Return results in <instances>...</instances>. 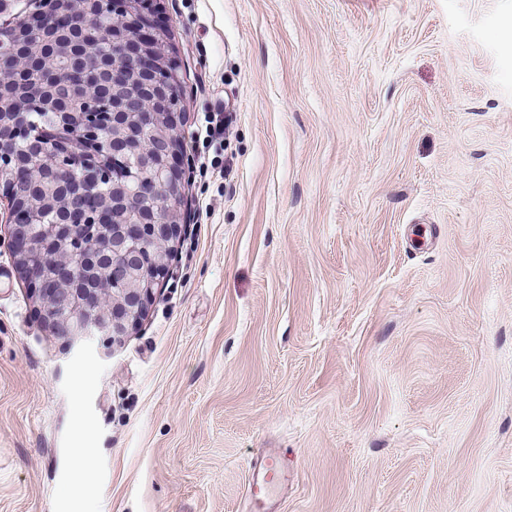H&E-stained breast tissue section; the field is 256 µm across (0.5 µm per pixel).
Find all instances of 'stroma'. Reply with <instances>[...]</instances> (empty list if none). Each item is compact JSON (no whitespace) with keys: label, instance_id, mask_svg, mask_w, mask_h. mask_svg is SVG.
Here are the masks:
<instances>
[{"label":"stroma","instance_id":"1","mask_svg":"<svg viewBox=\"0 0 512 512\" xmlns=\"http://www.w3.org/2000/svg\"><path fill=\"white\" fill-rule=\"evenodd\" d=\"M152 8L188 222L108 347L56 335L0 205V512H251L272 448L270 512H512V0ZM91 471V455L89 448L74 449L73 468L70 483L75 488H84L88 482Z\"/></svg>","mask_w":512,"mask_h":512}]
</instances>
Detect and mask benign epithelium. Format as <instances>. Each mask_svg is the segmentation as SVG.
I'll return each instance as SVG.
<instances>
[{"label":"benign epithelium","instance_id":"benign-epithelium-1","mask_svg":"<svg viewBox=\"0 0 512 512\" xmlns=\"http://www.w3.org/2000/svg\"><path fill=\"white\" fill-rule=\"evenodd\" d=\"M69 0H52L54 7L41 15L44 26H53L54 20L69 11L62 5ZM141 0H114L118 11L127 16V24L141 32L137 47H127L126 34L112 36V57L118 60V70L112 72V93L137 96L131 83L140 76L156 77L154 95L149 100H138V108L126 109L135 116V122L144 130L157 122L166 127L162 136L141 144L136 157L141 164L132 169L116 159L119 144L132 136L131 130L116 122L90 125L83 113L68 114L75 135L61 143L49 140L41 145L37 158L47 157L55 164L59 177H66L86 165L83 144L92 141L98 147V167L103 181L112 185V195L130 200L137 196L143 201L142 212L136 220L125 224H105L99 241L92 250L76 236L74 224H47V241L38 243L28 233L31 215L20 211L21 202L28 193L27 179L12 170L15 130L0 129V199L10 205L9 226L12 253L16 269L39 297L51 303L66 298V334L79 332L86 324L94 325L99 335L109 343H116L128 335L153 302L155 290L168 271L171 244L182 233V180L184 159L179 131L183 123L182 92L174 91L180 85L179 72L167 51L156 46L152 29H144L146 20L137 8ZM13 20L12 0H0V44L10 32ZM98 71L83 70L82 77L69 84L71 96L88 109H96L94 84ZM58 244L73 260L77 274L100 284L112 282L110 288H51L44 260L47 243ZM153 249L149 261L143 252Z\"/></svg>","mask_w":512,"mask_h":512}]
</instances>
